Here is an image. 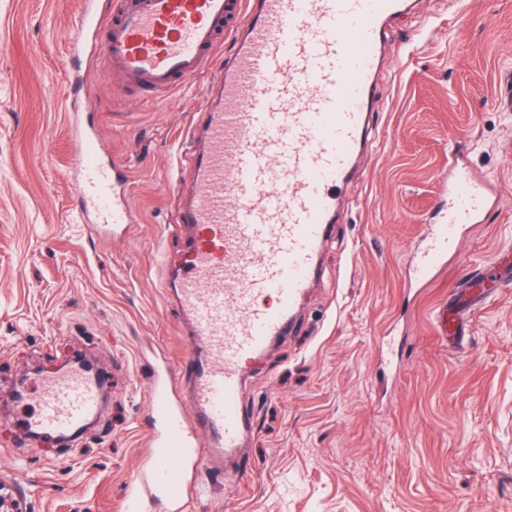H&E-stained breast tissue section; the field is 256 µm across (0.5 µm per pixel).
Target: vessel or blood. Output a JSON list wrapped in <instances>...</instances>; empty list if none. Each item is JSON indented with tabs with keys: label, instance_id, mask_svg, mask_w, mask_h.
<instances>
[{
	"label": "vessel or blood",
	"instance_id": "b4317fda",
	"mask_svg": "<svg viewBox=\"0 0 512 512\" xmlns=\"http://www.w3.org/2000/svg\"><path fill=\"white\" fill-rule=\"evenodd\" d=\"M405 0H133L118 19L88 0L82 40L108 27L105 52L122 86L161 94L201 74L221 38V93L202 126L189 128L191 197L173 188L175 221L192 225L176 292L207 360L185 355L177 372L195 376L187 412L167 367L154 374L156 429L133 487L131 512L151 505L184 512L195 475L241 444V400L249 363L288 328L307 290L336 200L369 136V105L392 17ZM74 165L84 176L81 207L104 224L135 212L77 130ZM448 207L428 225L408 269L430 280L470 225L481 223L490 191L448 153ZM98 381L79 369L44 381L33 432L60 437L98 410Z\"/></svg>",
	"mask_w": 512,
	"mask_h": 512
}]
</instances>
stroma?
Masks as SVG:
<instances>
[{"mask_svg":"<svg viewBox=\"0 0 512 512\" xmlns=\"http://www.w3.org/2000/svg\"><path fill=\"white\" fill-rule=\"evenodd\" d=\"M83 0H0V512H123L143 465L156 366L188 350L166 273L193 231L173 221L182 145L222 77L157 96L78 44ZM512 0H413L390 20L371 136L287 335L250 363L253 425L185 512H512ZM82 115L137 215L78 208ZM496 204L427 284L407 269L443 205L448 151ZM501 283L449 346L434 311L486 270ZM90 351L100 409L71 442L18 426L41 380Z\"/></svg>","mask_w":512,"mask_h":512,"instance_id":"35a3bbf8","label":"stroma"}]
</instances>
